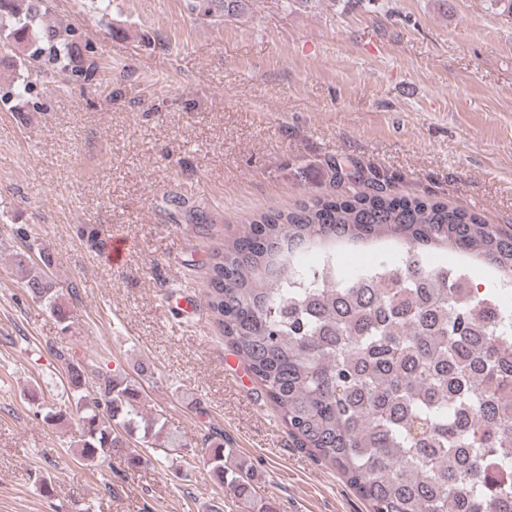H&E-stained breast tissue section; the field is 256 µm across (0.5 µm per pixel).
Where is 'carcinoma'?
Here are the masks:
<instances>
[{"label":"carcinoma","instance_id":"obj_1","mask_svg":"<svg viewBox=\"0 0 512 512\" xmlns=\"http://www.w3.org/2000/svg\"><path fill=\"white\" fill-rule=\"evenodd\" d=\"M251 0H187L204 18L235 16ZM36 0H0V28L33 43L68 71L71 46L42 28ZM368 190L328 192L288 210L269 209L211 256L206 306L224 342L245 363L288 427L330 464L370 512H512V485L490 471L512 467V304L479 291L472 268L433 264L453 251L488 264L512 286V236L478 213L395 192L374 172ZM334 243L398 245L391 262L336 274ZM26 287L67 330L73 310L49 274L27 266ZM81 459L127 471L151 465L144 449L180 458L186 439L145 418L143 388L125 372L67 362ZM91 387L89 394L79 390ZM142 449L130 447L137 431ZM209 472L244 512H270L254 474L226 466L233 449L210 435Z\"/></svg>","mask_w":512,"mask_h":512}]
</instances>
